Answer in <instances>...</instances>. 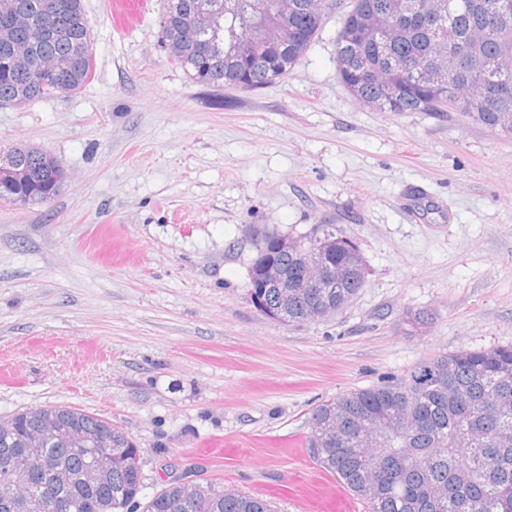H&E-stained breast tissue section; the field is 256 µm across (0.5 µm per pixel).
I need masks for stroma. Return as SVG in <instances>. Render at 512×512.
Masks as SVG:
<instances>
[{"instance_id":"stroma-1","label":"stroma","mask_w":512,"mask_h":512,"mask_svg":"<svg viewBox=\"0 0 512 512\" xmlns=\"http://www.w3.org/2000/svg\"><path fill=\"white\" fill-rule=\"evenodd\" d=\"M83 0L95 71L0 107V150L52 154L46 203L0 201V419L65 405L142 451L145 495L201 477L302 512L314 408L458 350L512 345V138L455 112H377L337 77L351 0L287 78L192 81L156 38L165 0L121 31ZM333 224L365 285L282 323L248 295L250 229ZM236 451L210 455L206 441Z\"/></svg>"}]
</instances>
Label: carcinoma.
I'll list each match as a JSON object with an SVG mask.
<instances>
[{
  "label": "carcinoma",
  "instance_id": "cac0c4a2",
  "mask_svg": "<svg viewBox=\"0 0 512 512\" xmlns=\"http://www.w3.org/2000/svg\"><path fill=\"white\" fill-rule=\"evenodd\" d=\"M45 15L42 0H0L23 15L0 30V104L22 105L64 91H79L94 70L82 0H55ZM195 0H166L158 39L196 83L254 90L285 78L314 42L327 0H209L200 15ZM428 0H353L336 39L341 83L380 112H460L474 123L512 138V0H451L438 20L410 11ZM455 41H448V27ZM58 80L38 84L33 68L44 58ZM29 170L5 193L45 203L58 194L57 161L37 148L12 152ZM297 248L271 253L288 277L309 257L336 266L346 278L324 294L341 310L363 287L365 272L355 246L331 226L295 236ZM262 313L284 323L311 320L306 298L279 302L278 289L259 288L251 299ZM42 411L64 425L89 432L112 430V473L92 485L79 478L94 453L63 441L29 444L32 419L18 412L0 420V503L25 493L32 504L49 490L72 501V512H117L139 501L134 464L141 450L107 419L70 406ZM312 424L332 436L316 451L318 465L337 475L364 500L368 512H512V346L443 353L406 376L339 394L318 405ZM372 424L380 444L361 441ZM29 448L52 461L36 468L24 487L4 470L7 450ZM202 480L193 499H183L173 480L147 498L142 512H274L272 504L245 492L221 493Z\"/></svg>",
  "mask_w": 512,
  "mask_h": 512
}]
</instances>
